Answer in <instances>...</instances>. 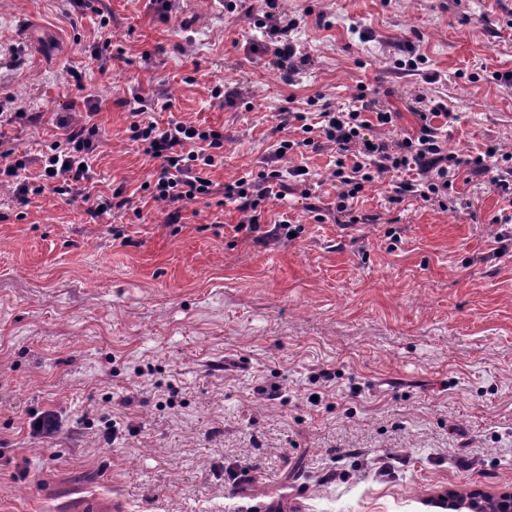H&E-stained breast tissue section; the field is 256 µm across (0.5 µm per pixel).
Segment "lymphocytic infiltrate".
<instances>
[{
    "instance_id": "f902f5d3",
    "label": "lymphocytic infiltrate",
    "mask_w": 512,
    "mask_h": 512,
    "mask_svg": "<svg viewBox=\"0 0 512 512\" xmlns=\"http://www.w3.org/2000/svg\"><path fill=\"white\" fill-rule=\"evenodd\" d=\"M151 110L149 100L135 99L129 112L128 138L157 163L143 194L146 200L164 208L170 225L182 222L189 204L212 199L217 206L229 204L242 214L235 232L268 244L290 236L293 227L284 220L267 223L266 203L286 201L295 187L302 198L308 199V210L316 221H323L329 214L339 224H376L379 215L363 212L360 196L368 184L384 177L393 182L388 198L392 204L415 197L444 212L454 209L455 201L448 191L463 173L471 179H488L503 198L512 202V154L494 144L465 158L449 152L435 124L446 114L440 103L418 113V130L393 147L377 135L378 130L392 124V113L374 110L362 91L349 104L324 108L314 120L304 112L281 113L278 127L289 130L290 136L280 140L270 164L258 171H244L221 188L211 173L224 161L223 129L178 120L160 121ZM97 113V107L90 106L81 120L59 118V137L32 159L17 153L12 138L3 131L14 118L0 112V178L14 182L13 193L19 205L29 206L48 190L69 202L82 200L85 215L94 223L115 212L141 216V208L133 205L124 186L108 194H95L90 189L95 177L91 161L102 138L95 120ZM325 149L336 154L331 172L336 199L328 211L313 202L318 192L306 166L284 169L279 165L285 156ZM33 164L38 165V174L24 178V171Z\"/></svg>"
}]
</instances>
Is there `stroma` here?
I'll return each mask as SVG.
<instances>
[{
    "mask_svg": "<svg viewBox=\"0 0 512 512\" xmlns=\"http://www.w3.org/2000/svg\"><path fill=\"white\" fill-rule=\"evenodd\" d=\"M0 0V110L35 153L58 113L98 102L95 190L134 201L155 165L126 132L127 102L224 130L217 183L262 169L280 112L340 105L357 85L415 132L435 101L460 155L512 146V0H279L299 25L293 68L229 0ZM108 25H101V18ZM118 59L98 56L104 40ZM427 58L398 68L408 48ZM238 91L234 103L214 87ZM386 181L361 207L380 224L314 220L300 195L268 219L297 237L235 233L239 213L193 204L182 229L87 223L51 193L20 212L0 186V512H443L441 494L512 489V227L494 185L456 182L455 210ZM123 231L114 238L113 227ZM503 252L492 255L497 234ZM280 386V398L260 387ZM56 412L55 439L32 415ZM123 430L108 446L106 422Z\"/></svg>",
    "mask_w": 512,
    "mask_h": 512,
    "instance_id": "stroma-1",
    "label": "stroma"
}]
</instances>
